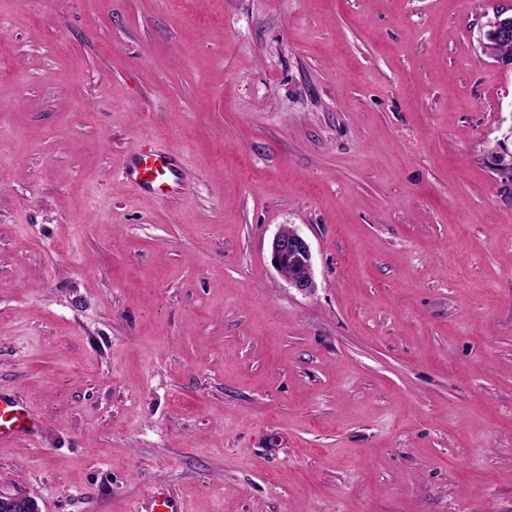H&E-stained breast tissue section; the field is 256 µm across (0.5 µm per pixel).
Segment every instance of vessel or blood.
<instances>
[{
	"instance_id": "obj_1",
	"label": "vessel or blood",
	"mask_w": 512,
	"mask_h": 512,
	"mask_svg": "<svg viewBox=\"0 0 512 512\" xmlns=\"http://www.w3.org/2000/svg\"><path fill=\"white\" fill-rule=\"evenodd\" d=\"M123 177L134 190L152 199L178 194L183 188L177 157L150 149L133 152L123 168ZM32 428L29 412L14 398L0 394V444L21 439Z\"/></svg>"
}]
</instances>
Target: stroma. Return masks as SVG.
Segmentation results:
<instances>
[{
	"label": "stroma",
	"instance_id": "1",
	"mask_svg": "<svg viewBox=\"0 0 512 512\" xmlns=\"http://www.w3.org/2000/svg\"><path fill=\"white\" fill-rule=\"evenodd\" d=\"M512 0H0V393L42 512H512ZM184 188L144 198L140 145ZM316 288L271 265L282 226ZM485 27L487 29L482 33L481 42L484 53L496 59L494 46L502 39L509 38L498 43L497 53L503 58L512 60V13L509 15L507 11H497ZM126 182L148 198L173 196L183 188L177 157L140 147L133 152L123 168ZM270 261L291 288L302 294H310L316 288L310 245L296 229L282 227L274 235ZM32 429L29 412L13 397L0 394V444L21 439Z\"/></svg>",
	"mask_w": 512,
	"mask_h": 512
}]
</instances>
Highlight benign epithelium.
I'll list each match as a JSON object with an SVG mask.
<instances>
[{"instance_id": "benign-epithelium-1", "label": "benign epithelium", "mask_w": 512, "mask_h": 512, "mask_svg": "<svg viewBox=\"0 0 512 512\" xmlns=\"http://www.w3.org/2000/svg\"><path fill=\"white\" fill-rule=\"evenodd\" d=\"M512 36V14L501 10L494 13L482 33L484 53L494 56V46ZM492 170L512 176V151L501 144L490 161ZM270 261L289 286L302 294L316 288L313 276V256L307 240L294 228L283 227L270 243ZM0 512H41L35 498L28 495L0 494Z\"/></svg>"}]
</instances>
